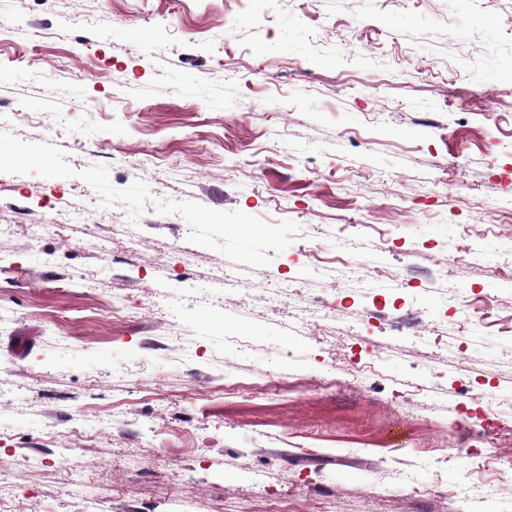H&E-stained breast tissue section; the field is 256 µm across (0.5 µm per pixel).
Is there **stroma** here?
I'll use <instances>...</instances> for the list:
<instances>
[{"label":"stroma","instance_id":"obj_1","mask_svg":"<svg viewBox=\"0 0 512 512\" xmlns=\"http://www.w3.org/2000/svg\"><path fill=\"white\" fill-rule=\"evenodd\" d=\"M10 264L0 512H462L512 460V0H0ZM276 505L272 512H334L335 505L325 503L324 505L312 504L306 500L295 497L290 490H284L274 498Z\"/></svg>","mask_w":512,"mask_h":512}]
</instances>
